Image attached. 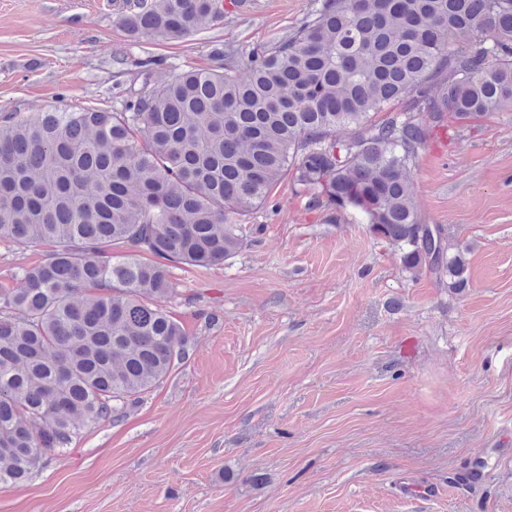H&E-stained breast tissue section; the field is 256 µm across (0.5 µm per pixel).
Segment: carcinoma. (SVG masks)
<instances>
[{"label": "carcinoma", "mask_w": 512, "mask_h": 512, "mask_svg": "<svg viewBox=\"0 0 512 512\" xmlns=\"http://www.w3.org/2000/svg\"><path fill=\"white\" fill-rule=\"evenodd\" d=\"M224 0H128V38L179 40ZM158 73L121 107L0 111V241L48 244L0 289V484L29 480L83 427L119 421L186 359L170 264L212 268L287 173L308 205L353 210L402 269L470 278L415 201L439 132L512 107V0H314L278 39ZM123 253L112 255V249Z\"/></svg>", "instance_id": "cac0c4a2"}]
</instances>
